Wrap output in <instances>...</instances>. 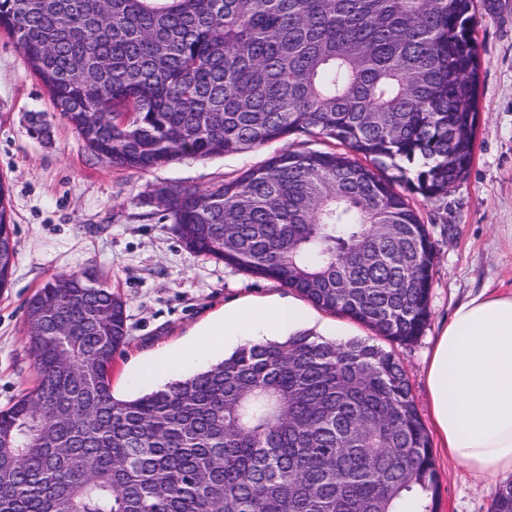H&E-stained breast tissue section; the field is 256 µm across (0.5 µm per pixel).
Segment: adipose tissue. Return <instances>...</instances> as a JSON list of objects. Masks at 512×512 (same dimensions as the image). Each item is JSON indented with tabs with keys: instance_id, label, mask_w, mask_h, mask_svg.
I'll return each instance as SVG.
<instances>
[{
	"instance_id": "adipose-tissue-1",
	"label": "adipose tissue",
	"mask_w": 512,
	"mask_h": 512,
	"mask_svg": "<svg viewBox=\"0 0 512 512\" xmlns=\"http://www.w3.org/2000/svg\"><path fill=\"white\" fill-rule=\"evenodd\" d=\"M307 309L270 301L225 309L190 354L165 352L142 367L153 382L187 357L231 342L259 345L303 331ZM427 385L434 426L449 457L484 474H512V294L477 295L459 305L431 354Z\"/></svg>"
}]
</instances>
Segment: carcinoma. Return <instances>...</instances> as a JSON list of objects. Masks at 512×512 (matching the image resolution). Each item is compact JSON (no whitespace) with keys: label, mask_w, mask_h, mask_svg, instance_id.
Segmentation results:
<instances>
[{"label":"carcinoma","mask_w":512,"mask_h":512,"mask_svg":"<svg viewBox=\"0 0 512 512\" xmlns=\"http://www.w3.org/2000/svg\"><path fill=\"white\" fill-rule=\"evenodd\" d=\"M473 0H0L65 120L147 171L285 149L163 206L185 245L392 343L429 317L434 247L407 192L467 173L479 112ZM405 161L416 166L405 179ZM388 169L397 176L385 174ZM0 179V289L15 265ZM125 303L88 272L27 306L34 387L0 410V512H438L431 441L399 358L365 340L243 346L130 400L112 392ZM491 512H512V481Z\"/></svg>","instance_id":"carcinoma-1"}]
</instances>
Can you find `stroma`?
I'll return each mask as SVG.
<instances>
[{
    "label": "stroma",
    "instance_id": "35a3bbf8",
    "mask_svg": "<svg viewBox=\"0 0 512 512\" xmlns=\"http://www.w3.org/2000/svg\"><path fill=\"white\" fill-rule=\"evenodd\" d=\"M481 55L479 119L467 176L445 197L414 202L436 254L430 315L422 334L399 347L422 419H429L428 355L456 307L482 292L512 293V0H474ZM50 125L31 135L33 115ZM332 150L330 141L291 136L243 153L187 157L149 171L109 166L55 112L16 41L0 30V176L11 192L15 271L0 292V408L28 391L35 366L26 347L29 298L53 276L94 271L126 302L128 344L112 370L115 397L146 393L134 373L178 351L246 299L291 298L279 284L250 278L189 251L164 209L162 190L211 189L282 149ZM438 512H490L496 477L450 460L440 442Z\"/></svg>",
    "mask_w": 512,
    "mask_h": 512
}]
</instances>
